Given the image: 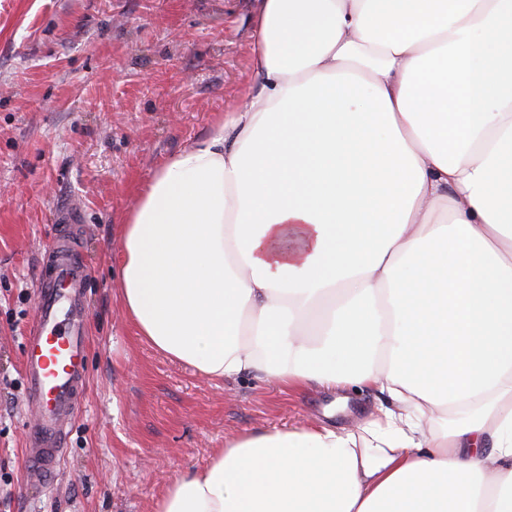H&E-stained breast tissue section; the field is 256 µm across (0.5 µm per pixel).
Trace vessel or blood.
Returning a JSON list of instances; mask_svg holds the SVG:
<instances>
[{
  "label": "vessel or blood",
  "mask_w": 512,
  "mask_h": 512,
  "mask_svg": "<svg viewBox=\"0 0 512 512\" xmlns=\"http://www.w3.org/2000/svg\"><path fill=\"white\" fill-rule=\"evenodd\" d=\"M88 279L76 227L60 225L37 289L34 329L22 352L24 398L36 411L26 436V462L30 473L46 485L58 475L69 428L85 400Z\"/></svg>",
  "instance_id": "obj_1"
}]
</instances>
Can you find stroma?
Wrapping results in <instances>:
<instances>
[{
    "label": "stroma",
    "mask_w": 512,
    "mask_h": 512,
    "mask_svg": "<svg viewBox=\"0 0 512 512\" xmlns=\"http://www.w3.org/2000/svg\"><path fill=\"white\" fill-rule=\"evenodd\" d=\"M254 0H0V512H153L225 438L317 422L332 396L246 375L213 383L136 336L120 227L168 157L205 134L252 68ZM91 268L89 385L63 473L30 476L23 339L57 225Z\"/></svg>",
    "instance_id": "stroma-1"
}]
</instances>
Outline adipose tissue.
Here are the masks:
<instances>
[{
  "label": "adipose tissue",
  "mask_w": 512,
  "mask_h": 512,
  "mask_svg": "<svg viewBox=\"0 0 512 512\" xmlns=\"http://www.w3.org/2000/svg\"><path fill=\"white\" fill-rule=\"evenodd\" d=\"M253 79L122 226L137 336L378 391L225 439L154 512H512V0H256ZM382 396L373 390H365L362 393L352 394L349 412L347 415L336 419V423L340 426L351 427L364 418L370 411L380 403Z\"/></svg>",
  "instance_id": "adipose-tissue-1"
}]
</instances>
